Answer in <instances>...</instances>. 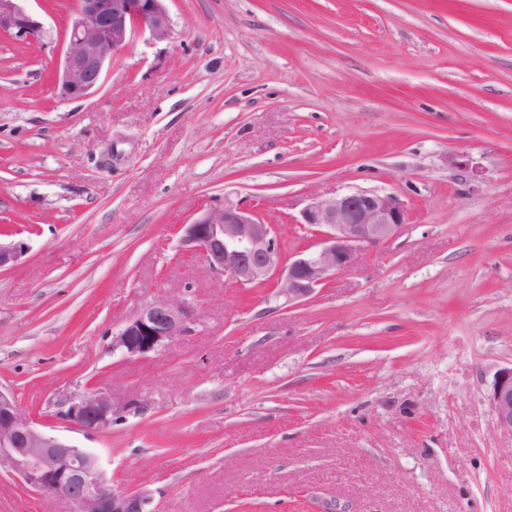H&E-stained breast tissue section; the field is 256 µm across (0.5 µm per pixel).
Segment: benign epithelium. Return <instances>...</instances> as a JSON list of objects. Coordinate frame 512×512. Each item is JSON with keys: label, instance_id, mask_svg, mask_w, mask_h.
<instances>
[{"label": "benign epithelium", "instance_id": "1", "mask_svg": "<svg viewBox=\"0 0 512 512\" xmlns=\"http://www.w3.org/2000/svg\"><path fill=\"white\" fill-rule=\"evenodd\" d=\"M168 0H77L66 28L67 47L57 76L66 100L84 98L100 84L107 63L138 32L155 42L172 35ZM43 23L22 0H0V33L20 40L37 37ZM301 223L321 229L313 249L285 257L271 224L251 207L224 200L202 208L181 226L183 254L203 261L214 278L243 287L273 283L290 303L309 300L357 252L396 238L407 224L404 203L378 190H349L315 197L301 211ZM21 247L0 243V270L13 267ZM193 311L183 298L158 297L112 333V354L141 359L192 331ZM497 428L512 433V366L500 369L488 394ZM147 404L120 403L100 389L85 390L58 411L72 429L97 432ZM18 477L30 491L57 497L70 512H155L146 490L112 486L99 458L66 436L40 429L13 393L0 389V470Z\"/></svg>", "mask_w": 512, "mask_h": 512}]
</instances>
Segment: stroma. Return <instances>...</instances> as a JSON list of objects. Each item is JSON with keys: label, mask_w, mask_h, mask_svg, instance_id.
I'll return each mask as SVG.
<instances>
[{"label": "stroma", "mask_w": 512, "mask_h": 512, "mask_svg": "<svg viewBox=\"0 0 512 512\" xmlns=\"http://www.w3.org/2000/svg\"><path fill=\"white\" fill-rule=\"evenodd\" d=\"M74 0L0 34V387L38 423L85 389L146 403L70 431L156 512H512V0H168L87 98L54 76ZM397 195L408 223L304 305L216 282L179 227L225 197L313 246V197ZM199 324L142 359L156 297ZM0 475V512H69ZM193 311L183 298L158 297L112 333V355L141 359L192 331ZM488 402L497 428L512 433V365L498 372Z\"/></svg>", "instance_id": "stroma-1"}]
</instances>
